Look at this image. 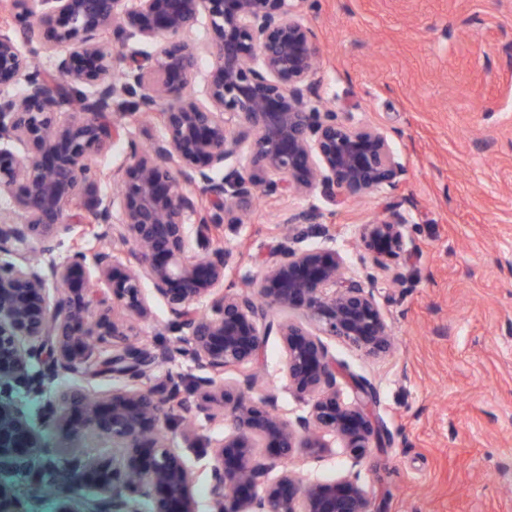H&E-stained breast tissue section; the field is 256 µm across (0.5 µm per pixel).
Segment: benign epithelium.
<instances>
[{
	"mask_svg": "<svg viewBox=\"0 0 512 512\" xmlns=\"http://www.w3.org/2000/svg\"><path fill=\"white\" fill-rule=\"evenodd\" d=\"M304 2L0 0V512H28L20 487L46 477L54 512H199L201 479L208 512H376L355 477L303 481L290 463L339 446L355 469L384 446L375 389L349 374L354 400L342 401L322 337L372 356L390 350L373 270L410 256L411 221L392 211L361 225L371 271L360 280L345 277L336 227L314 204L280 214L285 231L261 272L236 285L218 243L260 195L318 194L336 206L406 175L385 130L316 93ZM203 54L199 97L188 88ZM123 117L147 118L160 134L143 147ZM124 134L126 162L93 169ZM102 181L112 191L94 193ZM76 226L102 246L57 260ZM153 295L178 335L171 344L140 341ZM272 335L288 391L308 406L293 420L275 396H252ZM181 359L190 378L155 376ZM102 379L119 387L92 393ZM21 393L47 397L41 414L58 445L32 424ZM185 414L220 436L201 437ZM175 424L209 467L193 469L171 446L163 430ZM87 438L105 452L79 451Z\"/></svg>",
	"mask_w": 512,
	"mask_h": 512,
	"instance_id": "benign-epithelium-1",
	"label": "benign epithelium"
}]
</instances>
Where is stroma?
<instances>
[{"label": "stroma", "mask_w": 512, "mask_h": 512, "mask_svg": "<svg viewBox=\"0 0 512 512\" xmlns=\"http://www.w3.org/2000/svg\"><path fill=\"white\" fill-rule=\"evenodd\" d=\"M321 57L315 88L394 138L408 174L394 192L338 206L320 196L258 197L251 221L224 229L235 264L259 273L281 212L321 206L364 277L358 229L399 210L413 256L383 274L394 337L381 357L327 345L376 389L388 433L357 472L379 512H512V0H307ZM257 394L288 417L279 337H267Z\"/></svg>", "instance_id": "35a3bbf8"}]
</instances>
